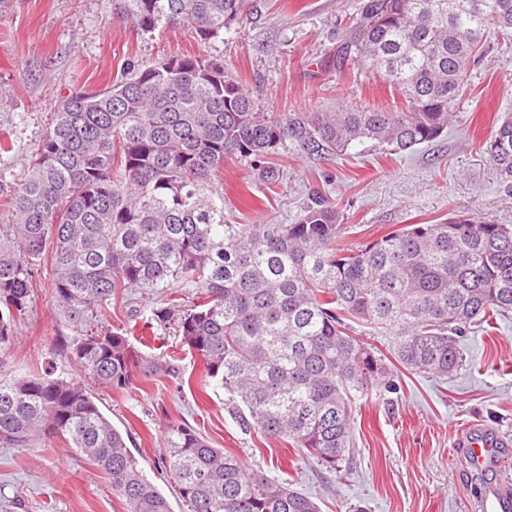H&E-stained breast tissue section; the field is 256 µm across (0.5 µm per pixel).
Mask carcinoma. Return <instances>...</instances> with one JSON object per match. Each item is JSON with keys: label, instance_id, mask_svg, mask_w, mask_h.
Here are the masks:
<instances>
[{"label": "carcinoma", "instance_id": "obj_1", "mask_svg": "<svg viewBox=\"0 0 512 512\" xmlns=\"http://www.w3.org/2000/svg\"><path fill=\"white\" fill-rule=\"evenodd\" d=\"M249 0H112L116 19L142 33L188 27L208 44ZM512 28V0H364L356 27L328 66L347 59L381 77L403 107L260 112L212 53L131 62L102 91L71 90L20 183L0 191V348L33 308L50 263L53 305L76 330L68 346L84 378H0V446L69 440L104 471L127 512H173L84 382L123 389L137 374L178 375L177 359L145 356L104 328L103 310L136 294H191L177 320L202 362L203 385L229 395L245 432L285 439L336 471L352 448L351 392L396 389L393 373L350 323L392 337L406 369L448 377L461 369L458 337L512 312V225L450 217L410 224L355 249L318 191L294 224H229L224 161L261 162L286 149L340 155L372 143L385 154L439 139L448 129L486 32ZM486 152L512 184V114ZM145 322L167 324L169 306ZM164 458L192 512H320L285 481L248 470L184 424Z\"/></svg>", "mask_w": 512, "mask_h": 512}]
</instances>
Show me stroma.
Segmentation results:
<instances>
[{"label": "stroma", "mask_w": 512, "mask_h": 512, "mask_svg": "<svg viewBox=\"0 0 512 512\" xmlns=\"http://www.w3.org/2000/svg\"><path fill=\"white\" fill-rule=\"evenodd\" d=\"M357 0H251L247 14L222 40L201 44L190 29L153 35L112 17V0H0V123L15 142L0 161L18 184L69 89L95 91L127 60L153 62L208 51L249 89L263 112H316L339 105L388 107L400 96L353 62L328 69L355 18ZM457 117L447 134L398 155L370 145L353 154L308 158L280 151L275 182L258 177L252 161L224 164V208L235 224L294 223L312 190L344 216L340 247L353 249L410 224H436L448 214L512 224V189L499 181L485 145L496 118L512 112V29L491 33L471 64ZM142 303L112 305L103 323L143 341V353L174 355L180 379L136 376L123 389H96L97 404L125 436L144 472L172 503L189 512L163 466L170 426L186 424L251 469L284 480L312 497L320 512H470L468 490L479 478L456 446L470 427L499 430L501 466L488 481L512 476V314L494 316L462 337L466 364L448 378L396 367L397 389L356 393L353 459L332 472L259 432H243L229 414L223 388L201 387L202 363L184 352L176 323L146 326ZM75 336L36 288L33 310L17 327L0 375L78 376L64 350ZM0 512H126L107 475L72 452L59 436L35 448L0 447Z\"/></svg>", "instance_id": "obj_1"}]
</instances>
